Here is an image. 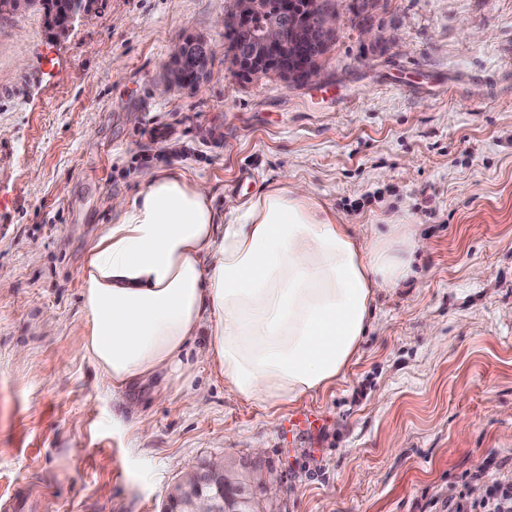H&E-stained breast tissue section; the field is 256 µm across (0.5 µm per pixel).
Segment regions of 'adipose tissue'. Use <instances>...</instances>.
I'll use <instances>...</instances> for the list:
<instances>
[{"label": "adipose tissue", "mask_w": 512, "mask_h": 512, "mask_svg": "<svg viewBox=\"0 0 512 512\" xmlns=\"http://www.w3.org/2000/svg\"><path fill=\"white\" fill-rule=\"evenodd\" d=\"M216 199L172 169L113 202L80 270L82 352L113 390L154 380L163 399L203 362L247 401L327 390L360 350L375 289L406 281L427 239L400 215L360 234L300 184L227 216Z\"/></svg>", "instance_id": "ef3b65f1"}]
</instances>
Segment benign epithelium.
I'll return each instance as SVG.
<instances>
[{
    "instance_id": "obj_1",
    "label": "benign epithelium",
    "mask_w": 512,
    "mask_h": 512,
    "mask_svg": "<svg viewBox=\"0 0 512 512\" xmlns=\"http://www.w3.org/2000/svg\"><path fill=\"white\" fill-rule=\"evenodd\" d=\"M94 0H66L63 35L69 22ZM333 0H236L224 17L230 35L227 68L236 77L269 75L290 88L320 82L319 60L335 39ZM197 51L196 69L211 55L203 38L182 39L171 55V68L181 69L191 51ZM272 472L260 460L229 462L222 457L203 459L188 467L172 485L164 512H265L273 505Z\"/></svg>"
}]
</instances>
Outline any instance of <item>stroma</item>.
<instances>
[{"mask_svg":"<svg viewBox=\"0 0 512 512\" xmlns=\"http://www.w3.org/2000/svg\"><path fill=\"white\" fill-rule=\"evenodd\" d=\"M236 0H93L66 34L0 13V505L161 512L197 460L260 456L279 512H443L512 481V0H337L321 81L225 67ZM187 35L198 89L168 83ZM177 167L232 210L281 182L344 224L407 213L430 243L377 289L346 377L269 406L212 365L113 393L79 347L80 269L112 202ZM310 410L313 434L290 436ZM197 51L196 69H201V64L211 55V48L208 42L203 38L190 36L182 39L174 48L171 55V69L180 70L185 59L192 50Z\"/></svg>","mask_w":512,"mask_h":512,"instance_id":"35a3bbf8","label":"stroma"}]
</instances>
